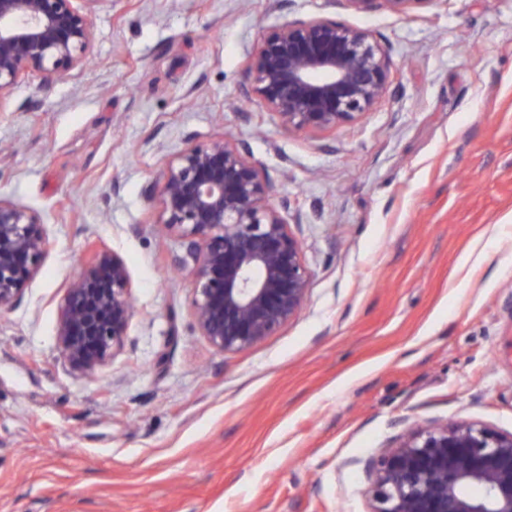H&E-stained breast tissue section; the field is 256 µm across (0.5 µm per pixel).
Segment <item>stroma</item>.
I'll return each instance as SVG.
<instances>
[{"instance_id":"1","label":"stroma","mask_w":512,"mask_h":512,"mask_svg":"<svg viewBox=\"0 0 512 512\" xmlns=\"http://www.w3.org/2000/svg\"><path fill=\"white\" fill-rule=\"evenodd\" d=\"M91 59L0 101V197L51 247L0 310V512H369L366 462L409 427L512 432V0L409 16L323 0H89ZM334 15L385 49L358 120L283 130L243 98L277 25ZM245 144L310 273L296 318L214 349L159 186L186 140ZM484 260L460 266L474 245ZM135 312L88 377L56 340L98 250Z\"/></svg>"}]
</instances>
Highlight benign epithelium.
<instances>
[{
  "label": "benign epithelium",
  "mask_w": 512,
  "mask_h": 512,
  "mask_svg": "<svg viewBox=\"0 0 512 512\" xmlns=\"http://www.w3.org/2000/svg\"><path fill=\"white\" fill-rule=\"evenodd\" d=\"M86 0H0V100L30 72L65 77L91 52ZM356 13L400 16L432 0H327ZM256 97L288 132L320 133L353 122L383 98L388 57L362 28L318 16L285 21L246 64ZM162 198L177 261L193 273L192 311L220 352L245 350L301 311L309 271L300 240L268 201L245 147L223 138L168 160ZM48 241L38 216L0 197V309L17 304ZM126 265L99 252L67 288L57 328L71 368L94 374L126 334L134 307ZM370 512H512V432L473 422L413 427L366 464Z\"/></svg>",
  "instance_id": "benign-epithelium-1"
}]
</instances>
